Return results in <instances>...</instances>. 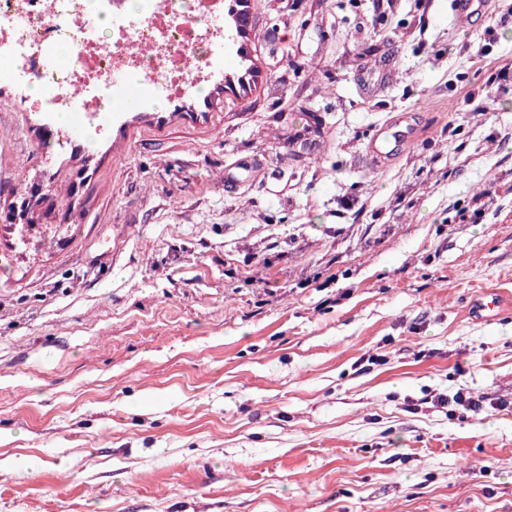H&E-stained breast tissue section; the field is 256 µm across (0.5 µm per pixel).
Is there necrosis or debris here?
I'll list each match as a JSON object with an SVG mask.
<instances>
[{
	"label": "necrosis or debris",
	"mask_w": 512,
	"mask_h": 512,
	"mask_svg": "<svg viewBox=\"0 0 512 512\" xmlns=\"http://www.w3.org/2000/svg\"><path fill=\"white\" fill-rule=\"evenodd\" d=\"M224 0H0V70L37 108L102 127L130 97L168 102L219 81Z\"/></svg>",
	"instance_id": "obj_1"
}]
</instances>
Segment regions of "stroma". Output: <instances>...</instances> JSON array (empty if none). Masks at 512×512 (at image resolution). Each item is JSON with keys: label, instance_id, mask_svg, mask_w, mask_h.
I'll use <instances>...</instances> for the list:
<instances>
[{"label": "stroma", "instance_id": "1", "mask_svg": "<svg viewBox=\"0 0 512 512\" xmlns=\"http://www.w3.org/2000/svg\"><path fill=\"white\" fill-rule=\"evenodd\" d=\"M391 2L392 39L373 0H248V91L92 146L0 78V218L38 184L70 227L0 228V512H512V82L457 107L512 19ZM400 115L414 143L372 165ZM460 391L484 412L433 406ZM390 130V131H389ZM408 137L407 132H403L399 129L388 128L387 130H379L371 140L369 148V156L375 161L379 162L381 159L386 157L387 153L383 152L380 148L381 144L385 141L393 140L394 142H400L406 140ZM256 166L255 160L250 158L227 167L224 171V187L232 188L242 184L248 179L244 176L247 173L252 174Z\"/></svg>", "mask_w": 512, "mask_h": 512}]
</instances>
